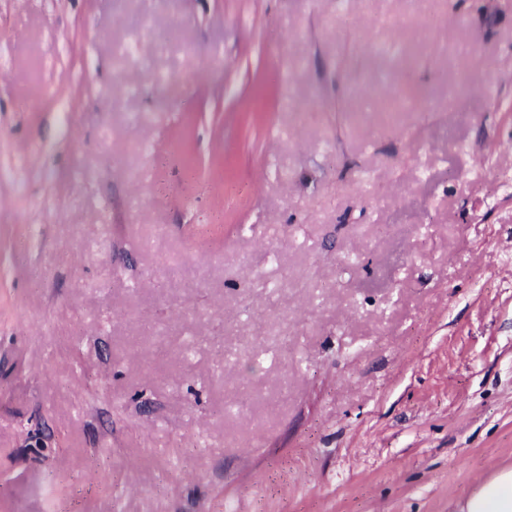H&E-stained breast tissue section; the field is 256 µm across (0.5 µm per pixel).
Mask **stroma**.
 <instances>
[{
	"label": "stroma",
	"instance_id": "stroma-1",
	"mask_svg": "<svg viewBox=\"0 0 512 512\" xmlns=\"http://www.w3.org/2000/svg\"><path fill=\"white\" fill-rule=\"evenodd\" d=\"M505 467L512 0H0V512Z\"/></svg>",
	"mask_w": 512,
	"mask_h": 512
}]
</instances>
